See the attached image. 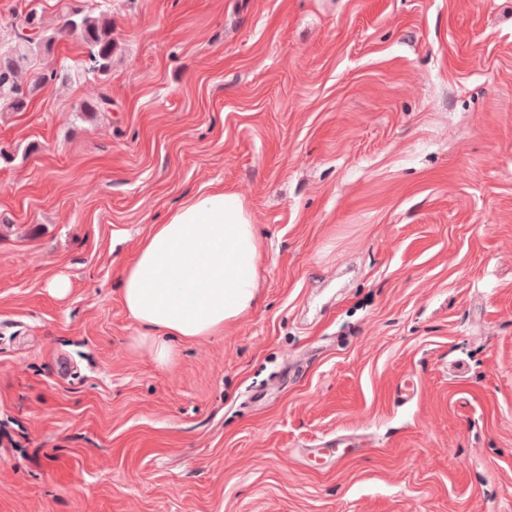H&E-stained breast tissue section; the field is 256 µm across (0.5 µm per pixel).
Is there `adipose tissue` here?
<instances>
[{
    "instance_id": "ef3b65f1",
    "label": "adipose tissue",
    "mask_w": 512,
    "mask_h": 512,
    "mask_svg": "<svg viewBox=\"0 0 512 512\" xmlns=\"http://www.w3.org/2000/svg\"><path fill=\"white\" fill-rule=\"evenodd\" d=\"M263 248L241 197L221 187L154 225L122 273L121 296L158 364L170 362L174 341L220 334L250 312Z\"/></svg>"
}]
</instances>
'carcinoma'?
I'll use <instances>...</instances> for the list:
<instances>
[{"instance_id":"carcinoma-1","label":"carcinoma","mask_w":512,"mask_h":512,"mask_svg":"<svg viewBox=\"0 0 512 512\" xmlns=\"http://www.w3.org/2000/svg\"><path fill=\"white\" fill-rule=\"evenodd\" d=\"M65 18L75 25L78 36L84 44L86 55L85 70L104 76L112 66V21L105 13L89 11L81 5V0H68L62 6ZM37 29L33 37L15 31V38L7 46L0 48V112H23L33 96L45 85L54 82L59 76L56 68H47L37 80L25 81L23 75L31 67L33 58L52 53L56 33L49 31L42 14L35 8L25 12ZM112 100L102 97L85 100L79 111L92 116L111 109Z\"/></svg>"}]
</instances>
